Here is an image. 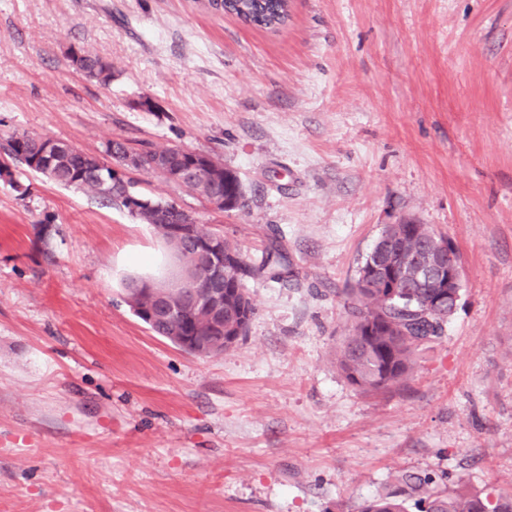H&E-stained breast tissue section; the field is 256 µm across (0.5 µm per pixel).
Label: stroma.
Returning a JSON list of instances; mask_svg holds the SVG:
<instances>
[{"label":"stroma","mask_w":512,"mask_h":512,"mask_svg":"<svg viewBox=\"0 0 512 512\" xmlns=\"http://www.w3.org/2000/svg\"><path fill=\"white\" fill-rule=\"evenodd\" d=\"M23 133L211 155L240 208L139 188L288 265L247 281L234 348L193 355L124 300L169 267L152 225L0 181V512H358L406 472L512 489V0H290L276 33L201 0H0V144ZM402 221L455 246L461 299L403 386L365 393L336 291ZM81 55H70L72 65L82 71L84 75L104 85L112 80V65L108 62H102V58L98 55L90 53L84 49L79 48Z\"/></svg>","instance_id":"1"}]
</instances>
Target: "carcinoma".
Instances as JSON below:
<instances>
[{"label": "carcinoma", "instance_id": "obj_1", "mask_svg": "<svg viewBox=\"0 0 512 512\" xmlns=\"http://www.w3.org/2000/svg\"><path fill=\"white\" fill-rule=\"evenodd\" d=\"M207 7L222 9L241 22L271 32H277L288 24L289 0H208ZM72 65L84 75L104 85L112 80V65L102 58L81 50L79 55H71ZM52 138L36 133H24L10 137L5 155L14 167L39 173L51 181L90 193L102 201L117 207L120 196L108 194L101 188L99 176L111 172L108 162L97 156L78 150L70 143L59 140L51 154L52 163L31 167L32 161L40 156ZM141 151L153 158L158 154L170 157L172 166L179 176L172 182L200 195L207 193L224 199L240 207L244 201L243 184L231 169L223 181L200 186L198 169L202 161L187 155L178 156L175 148L152 149L138 148L125 139L108 142L106 156L111 163H119L127 157L129 151ZM131 192L146 201L144 213L158 214L163 224H182L186 214L175 207V203L163 199L147 197L137 190V180L129 179ZM405 235V239L428 244L437 231L429 224H404L399 229L384 227L383 233ZM224 252L245 260L248 266V278L268 275L275 278L278 268L286 262L282 242L274 238L266 256L258 264L245 258L238 244L224 240ZM359 280L344 288L341 292L343 307L351 320V327L344 337L339 368L345 379L364 392L385 391L401 386L409 377L418 352L430 347L426 341L427 333L441 338L451 311L443 312L431 306L430 289L416 282L410 288H404L398 296L389 302L371 288L358 287ZM224 287L236 291L234 299L225 302L226 312L236 310L243 304L250 313L255 308L246 297L245 278L235 277L225 282ZM399 486L385 494L378 495L366 502L360 512H409L407 493L418 496L414 507L419 512H512V494H499L493 498L482 496L456 486L441 487L431 477L405 474L398 480Z\"/></svg>", "mask_w": 512, "mask_h": 512}]
</instances>
